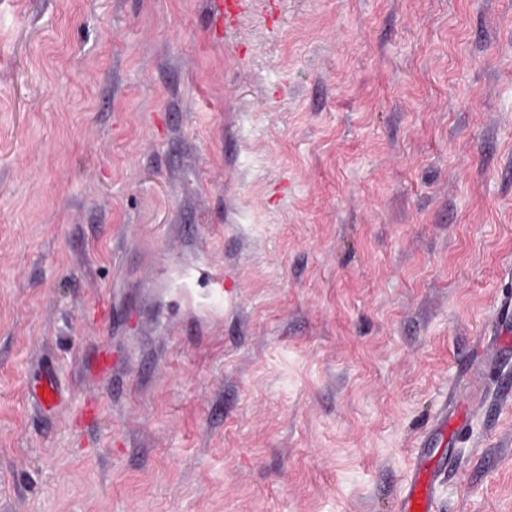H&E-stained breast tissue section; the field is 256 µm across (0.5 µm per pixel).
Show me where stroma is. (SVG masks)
Returning <instances> with one entry per match:
<instances>
[{
  "label": "stroma",
  "instance_id": "1",
  "mask_svg": "<svg viewBox=\"0 0 512 512\" xmlns=\"http://www.w3.org/2000/svg\"><path fill=\"white\" fill-rule=\"evenodd\" d=\"M243 3L0 0V512H512V0ZM61 395V386L56 380L55 373L47 370L45 379L41 385L40 393L37 388L34 390V398L41 404V406L44 407L45 405H55ZM429 461L427 458L416 460L412 476L400 499L399 512H434V466L428 469ZM427 472L429 476L424 479L423 474ZM417 504H420L421 511L416 509Z\"/></svg>",
  "mask_w": 512,
  "mask_h": 512
}]
</instances>
